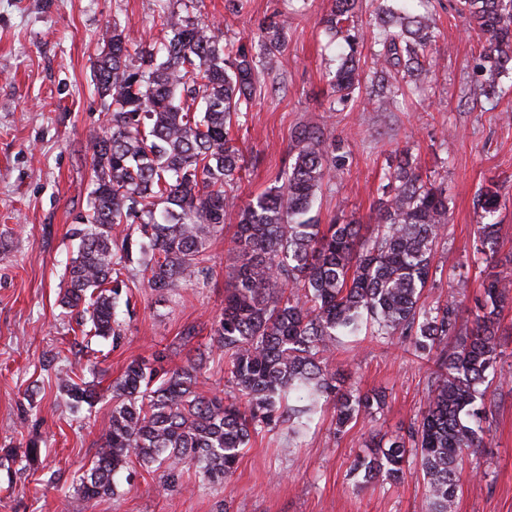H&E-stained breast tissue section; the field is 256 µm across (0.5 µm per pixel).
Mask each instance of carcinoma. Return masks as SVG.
I'll list each match as a JSON object with an SVG mask.
<instances>
[{
  "label": "carcinoma",
  "instance_id": "cac0c4a2",
  "mask_svg": "<svg viewBox=\"0 0 512 512\" xmlns=\"http://www.w3.org/2000/svg\"><path fill=\"white\" fill-rule=\"evenodd\" d=\"M196 3L185 0L179 12L170 0H157L164 35L152 45L135 41L117 21L100 33L93 72L108 131L94 136L93 190L72 229L78 245L61 297L78 324L90 325L87 336L120 339L117 299L126 289L164 295L205 282L209 242L223 235L224 215L235 205L244 154L229 130L252 110L288 19L259 24L249 48L216 35L196 16ZM356 4L331 0L321 19L341 45L332 112L360 84ZM457 11L487 36L476 69L489 97L501 72L512 69V0H457ZM368 26L379 49L363 103L384 112L402 85L427 72L434 23L429 13L384 9ZM339 150L322 129L299 127L294 162L278 184L239 209L224 256L231 283L209 346L224 357L236 395L206 388L201 357L164 366L194 340L193 326L180 333L178 347L131 360L110 386L109 425L92 467L73 485L78 494L115 495L118 476L134 459L159 472L165 490L183 486L189 469L200 483L222 485L265 427L286 424L295 440L329 405L337 435L371 419L385 395L341 389L336 350L366 334L398 335L433 363L428 404L407 435L371 444L351 473L364 484H397L413 461L426 482L422 512H453L459 459L483 445L487 393L502 356L500 321L512 302V279L498 271L500 188L489 184L477 200L473 248L486 276L483 300L465 326L461 300L429 309L420 303L446 235L448 196L402 152L388 166L371 235L354 219L321 226L311 211L323 184L345 166ZM55 379L73 410L99 402L74 369H57Z\"/></svg>",
  "mask_w": 512,
  "mask_h": 512
}]
</instances>
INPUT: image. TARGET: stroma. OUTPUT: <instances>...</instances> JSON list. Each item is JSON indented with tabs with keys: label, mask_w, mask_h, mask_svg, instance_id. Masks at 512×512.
<instances>
[{
	"label": "stroma",
	"mask_w": 512,
	"mask_h": 512,
	"mask_svg": "<svg viewBox=\"0 0 512 512\" xmlns=\"http://www.w3.org/2000/svg\"><path fill=\"white\" fill-rule=\"evenodd\" d=\"M452 2L433 0L436 39L428 54L434 65L420 88L406 89L384 112L364 111L360 91L333 112L327 74L337 56L319 23L329 0H309L296 13L288 0H250L237 17L225 10V0H203V19L224 23V37L232 41H247L274 13L292 14L252 111L232 129L248 166L238 205L225 216L223 236L209 243L207 283L162 297L134 291L119 344L95 338L84 349L59 292L77 247L69 229L92 189L90 134L106 126L93 81L98 36L116 19L144 43L155 42V0H0V448H18L34 437L42 448L37 471L25 470L18 459L0 462V512H421L425 484L418 467L397 485L363 486L350 473L370 434L404 435L426 407L429 365L402 338L368 339L336 359L346 385L385 391L387 404L375 420L358 421L336 438L333 412L325 410L289 454L280 450L287 427L261 432L221 487L164 491L156 473L135 463L116 496L93 500L77 495L71 482L94 461L111 403L104 399L92 410L73 412L42 366L68 365L104 389L130 360L177 345L187 326L199 334L175 364L207 350L224 306V251L237 208L274 186L292 161L294 131L305 124L324 128L346 157L343 172L318 194L319 223L344 216L373 223L384 173L402 151L416 158L422 175L442 183L448 232L421 301L432 307L457 294L465 310H474L483 278L472 249L479 222L474 200L492 182L508 199L496 220L498 258L512 276V70L502 74L493 100L474 94L472 67L484 37L469 29ZM499 341L504 356L490 388L486 445L461 462L455 512H512V309L504 313Z\"/></svg>",
	"instance_id": "stroma-1"
}]
</instances>
